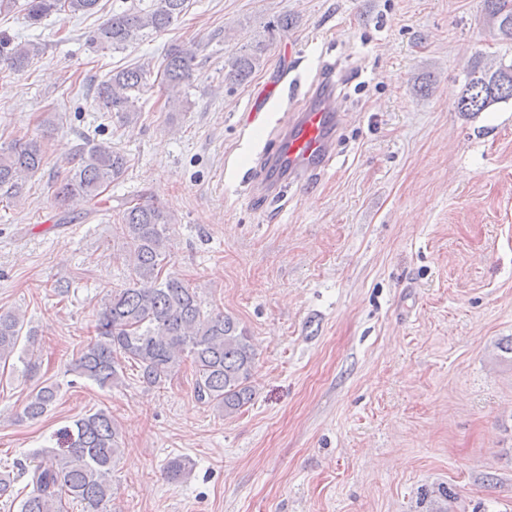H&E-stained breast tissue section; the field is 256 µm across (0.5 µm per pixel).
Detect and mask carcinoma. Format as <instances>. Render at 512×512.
<instances>
[{
    "mask_svg": "<svg viewBox=\"0 0 512 512\" xmlns=\"http://www.w3.org/2000/svg\"><path fill=\"white\" fill-rule=\"evenodd\" d=\"M188 0H149L114 5L112 13L90 32L92 44L114 50L143 35L149 29L165 31L183 14ZM99 0H26L25 10L33 27L53 14L92 15ZM488 24L503 40L512 41V0H484ZM265 51L258 43L252 49L228 61L224 79L247 82ZM44 52L36 41L16 43L0 33V69L24 70ZM194 53L191 49L171 47L160 69L161 85L168 91L165 106L179 99L177 89L190 84ZM147 70L142 66L117 67L100 82L94 100L99 109L122 123L138 118L137 103L147 87ZM512 100V65L494 67L477 55L467 70L461 95L454 108L458 112H484L491 106ZM76 163L59 182L55 199L63 205L76 200L93 207L102 194L121 178L127 160L120 151L104 141L88 140L75 153ZM45 162L41 140H18L0 147V190L16 196L22 181L34 175ZM120 229L126 241L129 279L125 287L115 289L96 310L89 341L77 353L71 371L102 388L122 382L125 364L139 369L140 380L159 385L191 363L195 374L197 399L224 411L228 416L252 400L255 349L246 328L220 310L202 311L195 289L165 269L171 263L166 236L167 225L177 223L164 207L148 201L135 202L120 213ZM32 376L40 366L35 350V334L24 329V321L14 312H0V363L12 357ZM57 396L53 384H38L28 396L18 422L43 417ZM67 450L59 454L42 448L34 454L32 468L26 470L32 490L20 501L19 512H67L68 501L77 502L81 512H108L112 500V467L122 452V435L112 414L103 410L76 420L66 431ZM186 457L171 459L166 467L170 481L177 483L189 469ZM451 494L439 485L420 489L417 504L423 512H448Z\"/></svg>",
    "mask_w": 512,
    "mask_h": 512,
    "instance_id": "carcinoma-1",
    "label": "carcinoma"
}]
</instances>
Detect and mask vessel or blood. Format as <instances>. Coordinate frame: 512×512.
Returning <instances> with one entry per match:
<instances>
[{"label": "vessel or blood", "mask_w": 512, "mask_h": 512, "mask_svg": "<svg viewBox=\"0 0 512 512\" xmlns=\"http://www.w3.org/2000/svg\"><path fill=\"white\" fill-rule=\"evenodd\" d=\"M341 119L335 89L313 88L305 106L289 116L287 127L276 128L275 148L263 158L255 190L275 198L329 166Z\"/></svg>", "instance_id": "1"}]
</instances>
